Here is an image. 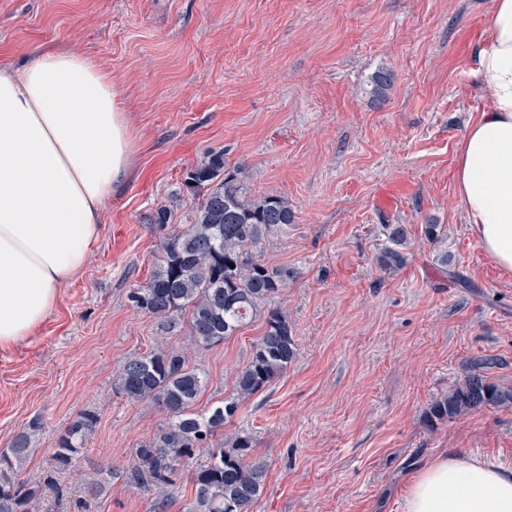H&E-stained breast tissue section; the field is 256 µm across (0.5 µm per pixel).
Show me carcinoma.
<instances>
[{"label":"carcinoma","instance_id":"obj_1","mask_svg":"<svg viewBox=\"0 0 512 512\" xmlns=\"http://www.w3.org/2000/svg\"><path fill=\"white\" fill-rule=\"evenodd\" d=\"M392 80L393 74L383 69L373 74L371 100H385ZM183 186L202 201L190 223L164 236L149 279L130 291L132 307L156 319L168 334L188 327L203 347L223 342L260 316L265 328L235 375L236 397L204 411L197 410V403L207 375L190 365L185 353L156 350L126 359L118 393L130 401H149L168 415L158 432L134 449L127 484L155 496L153 508L162 512L188 468L192 493L183 512H250L262 495L266 464L252 458L250 435H236L229 448L222 436L238 410V399L262 390L297 356L288 315L273 307L288 287V268L270 264L262 254L269 239L295 223V211L282 196L251 194L243 172L228 168L222 152L185 170ZM388 229L381 262L398 268L405 261L400 249L408 233L401 225ZM484 407H512V388L472 373L435 399L425 418L434 428ZM98 420L97 411L84 410L66 426L56 441V469L72 466ZM28 441L21 434L0 454V512H38L42 499H58L62 493L53 471L37 486L18 478L29 454Z\"/></svg>","mask_w":512,"mask_h":512}]
</instances>
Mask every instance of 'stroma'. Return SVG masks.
Here are the masks:
<instances>
[{"instance_id":"stroma-1","label":"stroma","mask_w":512,"mask_h":512,"mask_svg":"<svg viewBox=\"0 0 512 512\" xmlns=\"http://www.w3.org/2000/svg\"><path fill=\"white\" fill-rule=\"evenodd\" d=\"M495 0H0V65L45 47L109 73L133 140L131 172L106 199L86 268L61 288L33 336L0 351V452L30 436L21 479L52 470L58 433L86 409L99 422L63 504L88 483L92 512H153L130 489L132 452L167 419L115 390L135 352H186L208 409L233 394L263 320L218 345L169 335L133 310L171 225L196 206L187 168L220 151L253 194L296 212L264 255L293 277L277 301L294 325L288 370L241 402L225 438L253 439L267 465L252 512H397L410 476L444 450L512 461V409L486 407L430 430L425 412L487 360L512 387V273L478 247L460 206L455 153L486 109L471 70ZM386 69L385 101L366 88ZM408 232L406 262L385 269L386 227ZM439 224L441 242L420 227ZM48 500L40 512H63Z\"/></svg>"}]
</instances>
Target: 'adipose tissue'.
Wrapping results in <instances>:
<instances>
[{
	"label": "adipose tissue",
	"mask_w": 512,
	"mask_h": 512,
	"mask_svg": "<svg viewBox=\"0 0 512 512\" xmlns=\"http://www.w3.org/2000/svg\"><path fill=\"white\" fill-rule=\"evenodd\" d=\"M473 77L489 101L455 184L481 250L512 273V0H496ZM132 137L109 74L73 51L0 66V350L33 335L87 264ZM398 512H512V464L452 450L410 478Z\"/></svg>",
	"instance_id": "adipose-tissue-1"
}]
</instances>
